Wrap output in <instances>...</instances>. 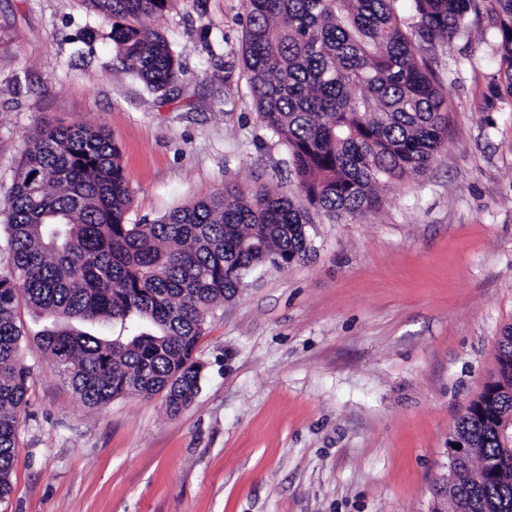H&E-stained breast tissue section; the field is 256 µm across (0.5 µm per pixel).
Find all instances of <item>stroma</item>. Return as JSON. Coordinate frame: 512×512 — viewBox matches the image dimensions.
<instances>
[{"label": "stroma", "mask_w": 512, "mask_h": 512, "mask_svg": "<svg viewBox=\"0 0 512 512\" xmlns=\"http://www.w3.org/2000/svg\"><path fill=\"white\" fill-rule=\"evenodd\" d=\"M184 71L163 97L123 72L86 0H0V209L37 123L101 126L129 223L232 186L305 199L260 123L241 59L243 0H176L144 19ZM427 55L448 99L428 171L347 220L310 211L307 259L252 271L198 343L191 407L85 406L18 309L28 404L0 512H432L448 437L512 325V93L496 17Z\"/></svg>", "instance_id": "1"}]
</instances>
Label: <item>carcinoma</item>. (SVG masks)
Listing matches in <instances>:
<instances>
[{
  "instance_id": "carcinoma-1",
  "label": "carcinoma",
  "mask_w": 512,
  "mask_h": 512,
  "mask_svg": "<svg viewBox=\"0 0 512 512\" xmlns=\"http://www.w3.org/2000/svg\"><path fill=\"white\" fill-rule=\"evenodd\" d=\"M488 2L498 21L512 92V0H413L410 34L395 0H244L243 61L260 122L288 149L297 186L330 217L377 210L382 182L424 173L444 148L448 100L425 45L462 31ZM176 0H88L112 20L124 71L168 93L178 56L137 21ZM132 200L121 154L102 126L37 128L9 191L0 257V501L12 491L17 427L31 370L21 348L19 300L55 319L121 323L127 336L47 330L37 348L89 408L162 396L178 415L203 376L198 342L213 308L254 269L286 268L310 251L307 211L267 187L226 191L151 224L126 220ZM495 372L453 436L470 461L443 482L470 512H512V456L497 419L512 417V325L496 340ZM505 468L498 480L482 464Z\"/></svg>"
}]
</instances>
